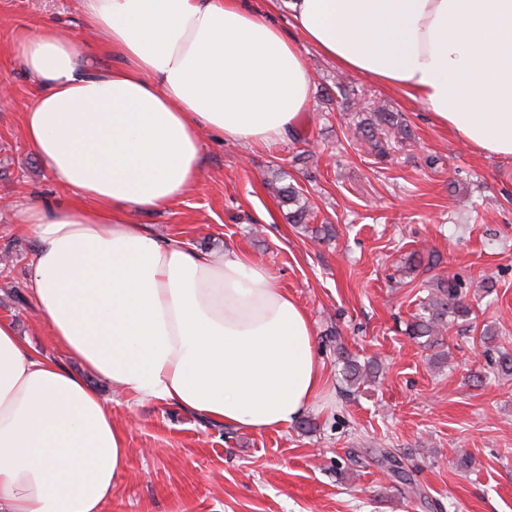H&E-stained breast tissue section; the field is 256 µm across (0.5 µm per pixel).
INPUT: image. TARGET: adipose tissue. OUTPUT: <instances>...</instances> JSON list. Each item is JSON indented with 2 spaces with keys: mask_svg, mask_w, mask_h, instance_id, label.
Returning a JSON list of instances; mask_svg holds the SVG:
<instances>
[{
  "mask_svg": "<svg viewBox=\"0 0 512 512\" xmlns=\"http://www.w3.org/2000/svg\"><path fill=\"white\" fill-rule=\"evenodd\" d=\"M287 9L293 33L271 19ZM93 45L49 21L14 58L24 140L76 202L23 204L25 282L56 346L113 388L212 423L287 429L323 388L312 320L267 266L133 221L203 171L202 132L269 143L313 82L302 45L512 157V0H81ZM126 431L80 374L0 317V512H107Z\"/></svg>",
  "mask_w": 512,
  "mask_h": 512,
  "instance_id": "obj_1",
  "label": "adipose tissue"
}]
</instances>
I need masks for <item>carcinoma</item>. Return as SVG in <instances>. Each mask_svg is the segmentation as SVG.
I'll return each instance as SVG.
<instances>
[{
  "instance_id": "carcinoma-1",
  "label": "carcinoma",
  "mask_w": 512,
  "mask_h": 512,
  "mask_svg": "<svg viewBox=\"0 0 512 512\" xmlns=\"http://www.w3.org/2000/svg\"><path fill=\"white\" fill-rule=\"evenodd\" d=\"M399 118L392 112L378 113V124L358 126V132L368 142L376 141V130L381 125L396 128ZM276 194L281 202L293 206L288 213V220L293 224H307L311 219V208L298 187L288 183L276 188ZM472 315V308L464 300L462 293V281L454 276L437 285L436 293L432 294L420 307V312L413 315V319L407 324L408 336L425 349L435 348L442 344L443 333L448 330V320L467 321ZM343 361V380L349 390L353 391L360 385L376 378L377 370L367 363L362 364L358 360L348 356H341ZM396 456L386 448H380L376 452L375 462L386 470L391 476L399 479L408 492L421 499H427L426 493L416 483L409 473L403 468L394 465Z\"/></svg>"
}]
</instances>
